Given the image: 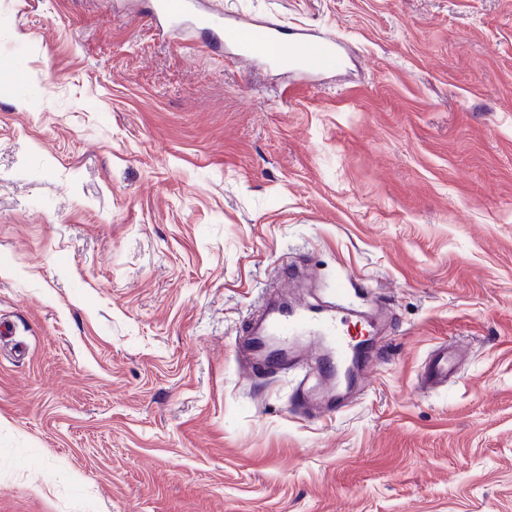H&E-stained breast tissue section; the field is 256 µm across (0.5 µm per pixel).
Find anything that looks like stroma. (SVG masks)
Wrapping results in <instances>:
<instances>
[{
  "instance_id": "obj_1",
  "label": "stroma",
  "mask_w": 512,
  "mask_h": 512,
  "mask_svg": "<svg viewBox=\"0 0 512 512\" xmlns=\"http://www.w3.org/2000/svg\"><path fill=\"white\" fill-rule=\"evenodd\" d=\"M201 2L344 62L0 0V512H512V0ZM287 261L386 312L310 419L239 357ZM236 43L238 52L243 56L261 57L277 62L283 43L282 32L280 29L268 27L261 32L253 31L247 40ZM289 40V66L308 71H325L336 67L341 59L339 43L332 39L298 33ZM451 371L452 364L451 359L448 356V348H444L437 351L430 361L426 371V380L430 384L448 382V375Z\"/></svg>"
}]
</instances>
